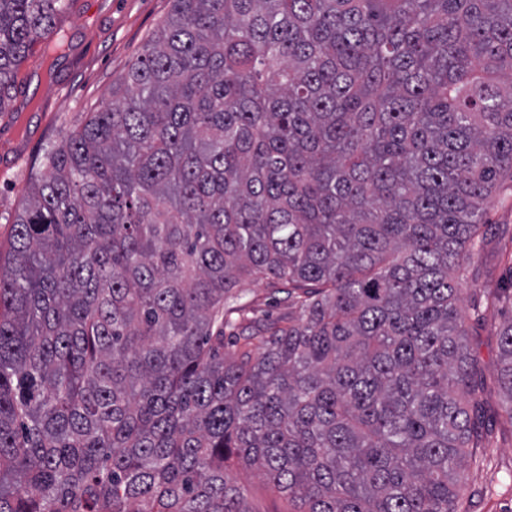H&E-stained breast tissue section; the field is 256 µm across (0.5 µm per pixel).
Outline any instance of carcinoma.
I'll list each match as a JSON object with an SVG mask.
<instances>
[{"instance_id":"cac0c4a2","label":"carcinoma","mask_w":512,"mask_h":512,"mask_svg":"<svg viewBox=\"0 0 512 512\" xmlns=\"http://www.w3.org/2000/svg\"><path fill=\"white\" fill-rule=\"evenodd\" d=\"M59 11L0 0V108ZM505 174L512 0H171L0 262V512H246L230 458L293 512H466ZM245 276L298 317L224 335Z\"/></svg>"}]
</instances>
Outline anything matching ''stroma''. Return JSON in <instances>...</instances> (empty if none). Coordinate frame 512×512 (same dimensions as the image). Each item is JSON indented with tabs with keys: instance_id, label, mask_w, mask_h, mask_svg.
Here are the masks:
<instances>
[{
	"instance_id": "stroma-1",
	"label": "stroma",
	"mask_w": 512,
	"mask_h": 512,
	"mask_svg": "<svg viewBox=\"0 0 512 512\" xmlns=\"http://www.w3.org/2000/svg\"><path fill=\"white\" fill-rule=\"evenodd\" d=\"M61 29L36 43L22 65L4 111L0 112V260L9 256L13 222L31 181L40 174L51 148L64 144L92 112L112 97V87L151 39L170 9L169 0H62ZM492 245L512 240V181L483 200ZM471 252L459 284L471 347L478 360L483 426L477 458L465 463L463 498L468 512H512V426L497 418V332L512 316V263L492 250ZM236 292L243 312L237 327L285 321L296 309L287 285L242 279ZM230 476L243 492L247 512H288V500L256 469L232 466Z\"/></svg>"
}]
</instances>
